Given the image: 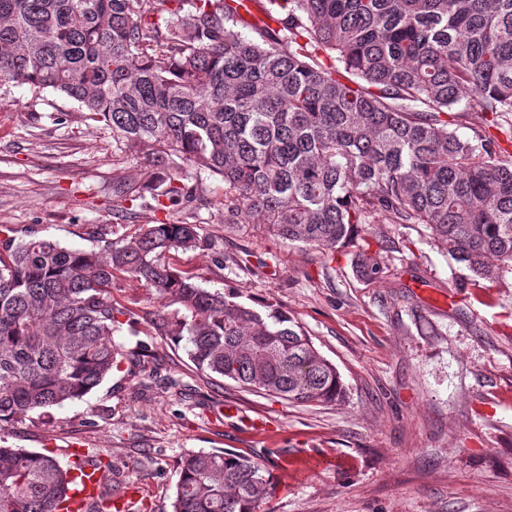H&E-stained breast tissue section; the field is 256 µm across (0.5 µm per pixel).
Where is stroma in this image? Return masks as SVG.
Masks as SVG:
<instances>
[{"label":"stroma","mask_w":512,"mask_h":512,"mask_svg":"<svg viewBox=\"0 0 512 512\" xmlns=\"http://www.w3.org/2000/svg\"><path fill=\"white\" fill-rule=\"evenodd\" d=\"M140 153L61 94L0 78V225L71 248L163 221L151 190L116 212L115 191L142 185ZM181 216L203 241L172 252L210 290L290 313L345 388L333 403H293L198 371L156 334L155 303L136 296L127 347L145 345L158 376L122 364L83 399L0 422V446L74 445L113 462L132 512H171L186 453L261 459L275 489L262 512H512V274L488 281L443 254L422 224H375L334 257L224 222V184L194 185ZM381 278L358 276L362 249Z\"/></svg>","instance_id":"35a3bbf8"}]
</instances>
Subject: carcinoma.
<instances>
[{"label": "carcinoma", "mask_w": 512, "mask_h": 512, "mask_svg": "<svg viewBox=\"0 0 512 512\" xmlns=\"http://www.w3.org/2000/svg\"><path fill=\"white\" fill-rule=\"evenodd\" d=\"M0 0V77L75 102L128 148L152 145L175 206L195 179L224 182V223L334 255L363 224H424L481 279L512 273V0H267L254 36L241 0ZM475 114L462 137L454 126ZM179 218L89 250L0 225V421L81 399L145 347L114 340L130 315L112 289L148 288L160 335L201 372L290 402L331 403L336 367L288 311L200 286L170 252ZM379 278V255L358 254ZM87 454L0 447V512H120V482L73 509ZM273 478L255 457L193 451L172 512H261Z\"/></svg>", "instance_id": "cac0c4a2"}]
</instances>
